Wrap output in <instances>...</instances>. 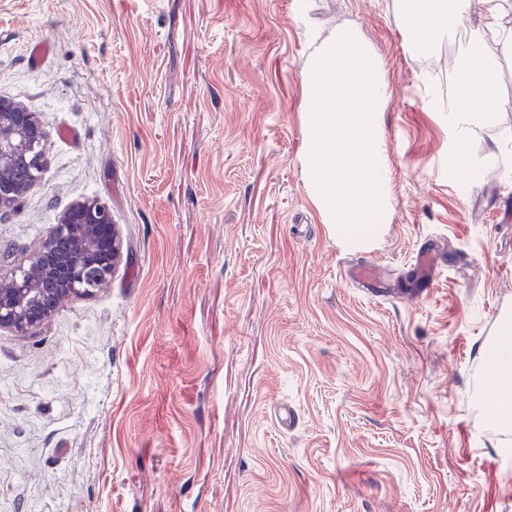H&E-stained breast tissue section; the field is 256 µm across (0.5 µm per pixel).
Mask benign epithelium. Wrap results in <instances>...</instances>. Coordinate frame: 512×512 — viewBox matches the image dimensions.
Returning <instances> with one entry per match:
<instances>
[{
  "mask_svg": "<svg viewBox=\"0 0 512 512\" xmlns=\"http://www.w3.org/2000/svg\"><path fill=\"white\" fill-rule=\"evenodd\" d=\"M47 138L33 113L0 97V218L14 210L43 171ZM123 259L109 210L85 200L63 213L48 235L9 277L0 279V330L27 336L39 330L61 300L92 295Z\"/></svg>",
  "mask_w": 512,
  "mask_h": 512,
  "instance_id": "1",
  "label": "benign epithelium"
}]
</instances>
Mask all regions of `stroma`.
<instances>
[{"instance_id": "35a3bbf8", "label": "stroma", "mask_w": 512, "mask_h": 512, "mask_svg": "<svg viewBox=\"0 0 512 512\" xmlns=\"http://www.w3.org/2000/svg\"><path fill=\"white\" fill-rule=\"evenodd\" d=\"M340 25L389 89V219L352 250L300 163L310 35ZM447 49L424 64L398 0H0V97L48 139L0 273L86 199L124 252L35 335L0 331V512H512V443L472 384L512 310V59L465 181ZM373 259L398 296L349 282ZM443 253L434 249L424 248L420 250L414 259V267L411 270L414 277V285L421 293H428L433 288L434 271L437 264L442 261Z\"/></svg>"}]
</instances>
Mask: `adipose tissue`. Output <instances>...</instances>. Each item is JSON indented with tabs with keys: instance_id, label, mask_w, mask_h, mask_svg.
Masks as SVG:
<instances>
[{
	"instance_id": "adipose-tissue-1",
	"label": "adipose tissue",
	"mask_w": 512,
	"mask_h": 512,
	"mask_svg": "<svg viewBox=\"0 0 512 512\" xmlns=\"http://www.w3.org/2000/svg\"><path fill=\"white\" fill-rule=\"evenodd\" d=\"M413 47L430 48L451 35L466 21L468 0H400ZM500 62L482 49L465 53L454 77V93L442 113L448 130V169L468 176L476 168L470 153L475 124L492 118L502 107ZM490 377L496 384L502 409L512 408V330L503 331L488 358Z\"/></svg>"
}]
</instances>
